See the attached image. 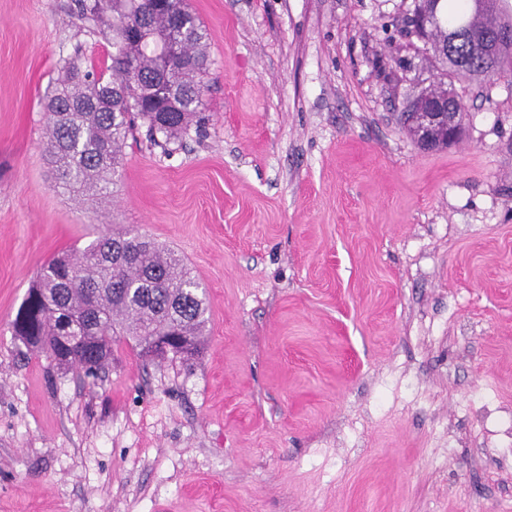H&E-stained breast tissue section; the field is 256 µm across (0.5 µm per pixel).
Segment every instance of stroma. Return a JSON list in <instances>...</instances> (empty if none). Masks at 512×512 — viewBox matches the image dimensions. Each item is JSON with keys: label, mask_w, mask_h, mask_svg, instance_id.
Here are the masks:
<instances>
[{"label": "stroma", "mask_w": 512, "mask_h": 512, "mask_svg": "<svg viewBox=\"0 0 512 512\" xmlns=\"http://www.w3.org/2000/svg\"><path fill=\"white\" fill-rule=\"evenodd\" d=\"M202 136L128 142L105 207L61 193L43 98L91 35L0 0V512H512V74L458 80L460 140L404 106L442 67L412 0H187ZM129 230L206 290L190 367L79 378L14 340L42 265Z\"/></svg>", "instance_id": "1"}]
</instances>
